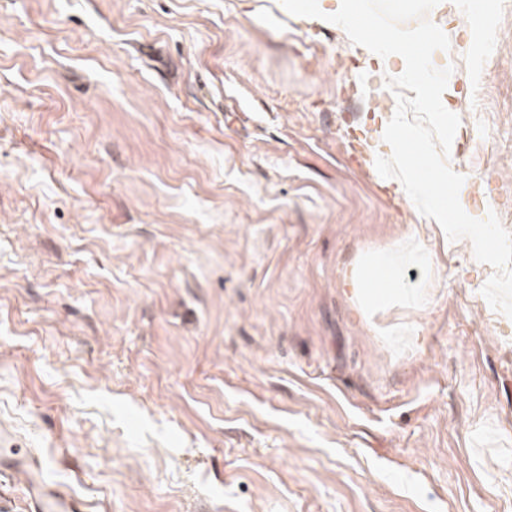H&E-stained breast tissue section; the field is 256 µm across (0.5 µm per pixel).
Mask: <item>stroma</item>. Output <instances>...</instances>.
<instances>
[{
    "instance_id": "obj_1",
    "label": "stroma",
    "mask_w": 512,
    "mask_h": 512,
    "mask_svg": "<svg viewBox=\"0 0 512 512\" xmlns=\"http://www.w3.org/2000/svg\"><path fill=\"white\" fill-rule=\"evenodd\" d=\"M281 3L0 0V425L102 512H512L494 269L374 159L387 73ZM427 18L460 203L512 232L500 13ZM411 234L429 304L362 317L344 266Z\"/></svg>"
}]
</instances>
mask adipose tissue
Instances as JSON below:
<instances>
[{"instance_id":"adipose-tissue-1","label":"adipose tissue","mask_w":512,"mask_h":512,"mask_svg":"<svg viewBox=\"0 0 512 512\" xmlns=\"http://www.w3.org/2000/svg\"><path fill=\"white\" fill-rule=\"evenodd\" d=\"M431 258L421 244L407 241L388 250L357 256L343 272L346 294L360 313L385 310L397 305L421 307L428 303L431 278L421 276L407 282L412 268L428 269Z\"/></svg>"}]
</instances>
